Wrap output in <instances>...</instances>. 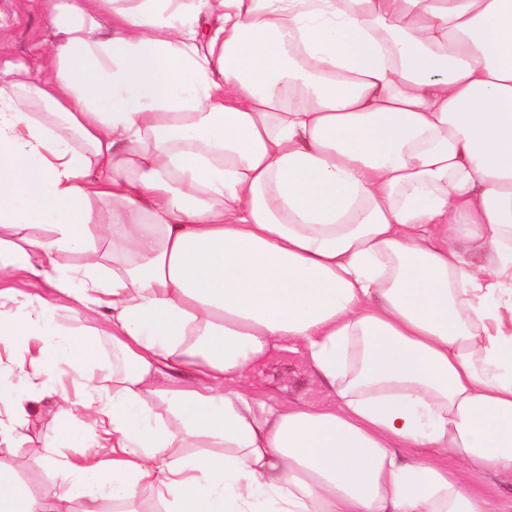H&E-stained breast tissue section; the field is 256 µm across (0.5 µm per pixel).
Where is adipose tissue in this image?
I'll return each mask as SVG.
<instances>
[{
    "label": "adipose tissue",
    "instance_id": "adipose-tissue-1",
    "mask_svg": "<svg viewBox=\"0 0 512 512\" xmlns=\"http://www.w3.org/2000/svg\"><path fill=\"white\" fill-rule=\"evenodd\" d=\"M0 85V446L61 395L74 497L0 512H512V0H56ZM112 214L93 219L96 204ZM78 255L66 266L64 255ZM300 346L335 401H255ZM83 416L104 456L90 457ZM433 449L430 457L416 456ZM0 281L2 286L18 288L24 293L39 294L40 296L59 305L57 325L64 328L73 322L74 317L81 315L79 308L68 300L65 296L56 293L52 288H35L26 276L25 272L18 270L0 271ZM83 324L98 331L99 341L101 345V358L99 364H103L112 368V330L104 321L86 322Z\"/></svg>",
    "mask_w": 512,
    "mask_h": 512
}]
</instances>
